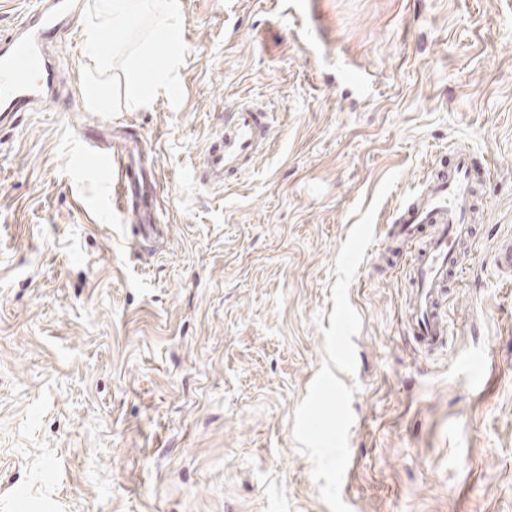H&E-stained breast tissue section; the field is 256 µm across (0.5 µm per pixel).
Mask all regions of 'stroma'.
I'll return each instance as SVG.
<instances>
[{
    "mask_svg": "<svg viewBox=\"0 0 512 512\" xmlns=\"http://www.w3.org/2000/svg\"><path fill=\"white\" fill-rule=\"evenodd\" d=\"M183 101L86 107L82 21L61 34L67 107L0 124V512H330L294 413L324 360L335 259L368 209L383 239L448 151L492 161L483 224L418 352L409 282L368 247L351 512H512V0H179ZM243 101L272 146L224 186L203 160ZM153 157L168 229L131 246L82 139ZM398 179L382 202L378 186Z\"/></svg>",
    "mask_w": 512,
    "mask_h": 512,
    "instance_id": "1",
    "label": "stroma"
}]
</instances>
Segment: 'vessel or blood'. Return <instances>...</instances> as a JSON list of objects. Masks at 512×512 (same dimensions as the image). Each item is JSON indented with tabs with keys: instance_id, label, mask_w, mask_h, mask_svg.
<instances>
[{
	"instance_id": "1",
	"label": "vessel or blood",
	"mask_w": 512,
	"mask_h": 512,
	"mask_svg": "<svg viewBox=\"0 0 512 512\" xmlns=\"http://www.w3.org/2000/svg\"><path fill=\"white\" fill-rule=\"evenodd\" d=\"M74 15L72 0H31L20 13L14 33L0 43V115L33 112L55 97L58 70L50 51ZM271 123L264 107L237 105L208 146L202 183L220 185L247 171L267 152ZM95 172L103 181L118 182L123 208L135 214L142 241H149L159 218L154 204L144 201L130 149L124 146L97 154ZM490 176V165L475 166L469 151L454 149L450 166L434 172L424 190L399 205L383 241L382 261L405 253L412 256L406 327L419 351L432 353L448 344L447 288L463 271L460 244L477 240L474 215L482 208Z\"/></svg>"
}]
</instances>
